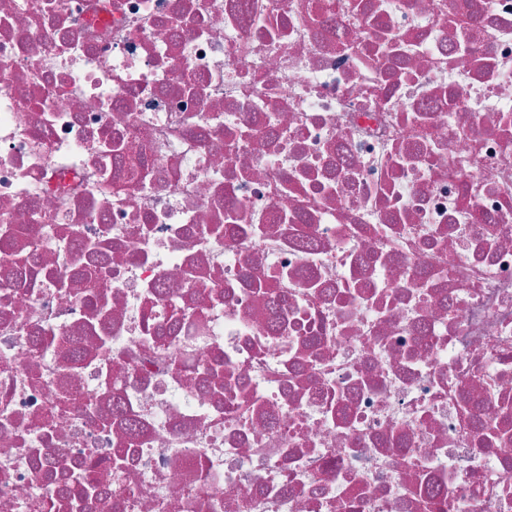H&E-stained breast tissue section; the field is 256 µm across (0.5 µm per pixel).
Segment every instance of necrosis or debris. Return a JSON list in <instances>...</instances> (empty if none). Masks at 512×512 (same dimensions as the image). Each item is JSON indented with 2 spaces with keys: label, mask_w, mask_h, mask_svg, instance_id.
<instances>
[{
  "label": "necrosis or debris",
  "mask_w": 512,
  "mask_h": 512,
  "mask_svg": "<svg viewBox=\"0 0 512 512\" xmlns=\"http://www.w3.org/2000/svg\"><path fill=\"white\" fill-rule=\"evenodd\" d=\"M0 0V512H512V0Z\"/></svg>",
  "instance_id": "necrosis-or-debris-1"
}]
</instances>
